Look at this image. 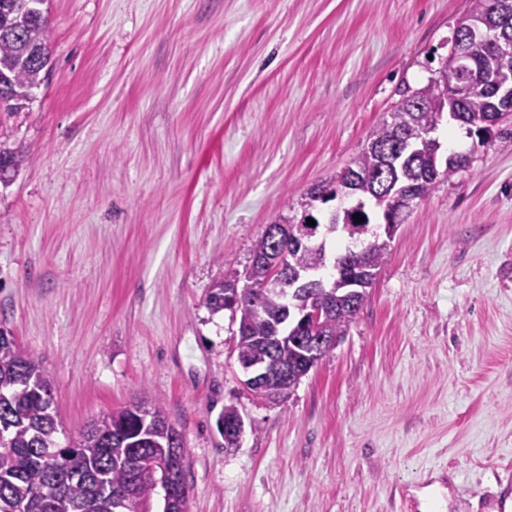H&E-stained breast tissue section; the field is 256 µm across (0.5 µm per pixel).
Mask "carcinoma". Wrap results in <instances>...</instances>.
I'll return each instance as SVG.
<instances>
[{
    "instance_id": "cac0c4a2",
    "label": "carcinoma",
    "mask_w": 512,
    "mask_h": 512,
    "mask_svg": "<svg viewBox=\"0 0 512 512\" xmlns=\"http://www.w3.org/2000/svg\"><path fill=\"white\" fill-rule=\"evenodd\" d=\"M45 0H0V110L17 114L35 98V91L48 81L52 70L51 31L43 17ZM465 18L495 28L488 0H472ZM38 51L33 56L32 51ZM482 77L471 83L462 101L446 98L444 86L429 80L424 87L402 92L390 119L372 131L369 140L334 180L317 184L301 197L302 219L281 217L288 226L279 241L285 263L262 289L259 306L247 303L224 307V288L238 286L250 271L234 267L223 258L224 276L208 289L205 304L212 313L229 310L238 322V361H260L269 372L288 367L296 372L293 382L305 377L308 356L319 336L342 340L362 311L369 289L387 262L389 246L382 239L368 245V278L354 288L313 289L308 280L319 277L318 260L325 256L326 242L306 245L303 229L312 217L314 203L329 202L326 192L339 180L359 177L355 195L375 200L384 194L385 181L374 175L382 171L384 159L398 157L386 181L422 199L469 162L454 154L448 162L433 163L431 153L402 151L396 135L437 127L449 115L488 143L492 127L512 120L503 112L495 90L512 83V52L500 55L494 47L482 48L478 58ZM27 160L22 147L0 143V183H8ZM364 218L358 223L354 215ZM375 212L357 206L346 213L333 212L327 222L316 223L325 234L339 232L351 239L371 224ZM325 307L320 326L302 325L305 311ZM244 417L236 405L224 406L218 428L228 447H237V430L224 429ZM59 422L53 408L52 386L42 361L27 354L13 336L0 330V512H136L149 501L157 480L143 471L150 461L170 465L177 482L173 497H163V512H186L189 487L185 478L187 456L183 436L170 422L160 400L135 403L88 426L78 441L62 446L57 441Z\"/></svg>"
}]
</instances>
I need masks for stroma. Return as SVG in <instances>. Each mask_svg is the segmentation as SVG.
<instances>
[{
	"instance_id": "1",
	"label": "stroma",
	"mask_w": 512,
	"mask_h": 512,
	"mask_svg": "<svg viewBox=\"0 0 512 512\" xmlns=\"http://www.w3.org/2000/svg\"><path fill=\"white\" fill-rule=\"evenodd\" d=\"M471 0H47L52 71L0 131V326L64 436L161 399L187 512H512V122L410 210L347 336L288 401L244 388L221 257L330 180ZM252 422L228 448L217 420ZM26 160L21 146L11 148L0 142V183L8 184ZM242 421L244 422V431H245L246 422H245L243 415L237 408V406L234 405L233 403H230L227 405L225 404L224 412L221 414V416L218 420V428H219L221 435L224 437V440H225L226 444L228 445V448H236L238 446L237 445V442H238L237 430H236V428L234 430H232L230 428V424L232 422L241 423ZM225 425H227V427H228L226 431L224 430Z\"/></svg>"
}]
</instances>
